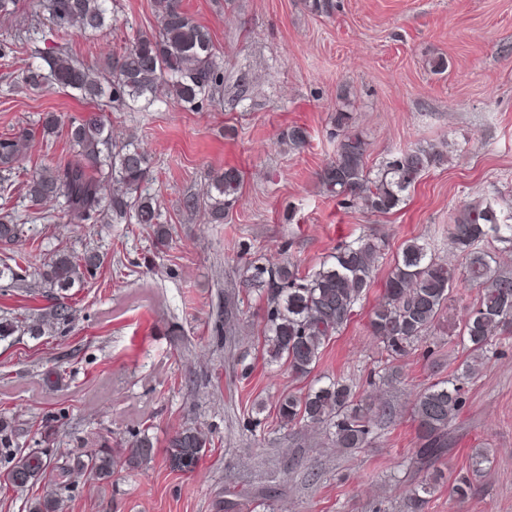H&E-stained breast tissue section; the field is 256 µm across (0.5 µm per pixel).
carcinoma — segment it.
Segmentation results:
<instances>
[{"instance_id":"cac0c4a2","label":"carcinoma","mask_w":512,"mask_h":512,"mask_svg":"<svg viewBox=\"0 0 512 512\" xmlns=\"http://www.w3.org/2000/svg\"><path fill=\"white\" fill-rule=\"evenodd\" d=\"M108 0H35L36 14H46L59 33L101 34L112 25ZM160 27L140 34L124 47L112 70L97 73L77 62L64 50L50 47L36 51L42 64L29 67L23 76L31 89L53 82L90 102L103 100L121 111L134 104L152 105L165 88L170 98L198 111L214 100L224 76L208 30L183 10L181 0H156ZM338 139L335 157L319 174L323 188L332 196L361 205L371 213L387 214L404 202L409 190L431 167L447 161L435 146L402 150L375 169L366 162L367 143L344 112L336 113ZM76 159L33 174L27 196L38 203L65 199L71 219L83 223L101 214L116 223L152 225L161 213L147 191L150 159L138 144L112 140V127L93 111L68 126ZM20 137L0 138V189L13 186L14 164L20 153ZM112 183L107 208H102L100 180ZM242 183L236 168L211 176L205 200L190 196L188 209L208 211L211 219H224V206L235 199ZM22 224L0 218V245L9 246L24 237ZM449 248L463 262L456 266L442 260L418 239L404 243L391 267L383 294L370 316L372 335L383 345L388 359L396 360L427 341L453 287L465 280L479 289L478 298L463 324L462 339L469 359L462 377L477 375L486 365L495 337L512 333V276L500 272L496 256L512 252V205L497 197L464 207L448 225ZM385 240L360 236L336 249V253L304 274L290 258L278 263L252 262L244 286L265 302L264 346L268 362L281 363L296 378L310 376L318 367L325 345L352 320L355 306L371 288ZM22 255L0 258V283L24 281ZM104 255L95 248L81 253L59 251L42 263L39 284L54 300L47 318L19 321L0 318V341L19 332L41 336L72 321L68 291L84 284L102 265ZM348 384L328 380L300 395L288 393L277 403V422L288 428L298 423L321 426L333 436L336 447L351 450L367 446L378 422L390 418L393 409L367 395L360 402ZM467 403V391L458 380L434 384L416 395L413 423L417 465L423 479L407 498V512H424L434 473L453 445V427ZM14 422L0 418V459L8 464L7 479L23 487L47 483L55 492L30 502L29 512H61L58 492L66 488L74 467L93 480L112 477L118 467L135 468L149 463L155 453L152 439L137 435L121 454L108 447L79 460L52 462L38 450L19 449ZM209 444L196 430L175 433L169 447L189 462Z\"/></svg>"}]
</instances>
